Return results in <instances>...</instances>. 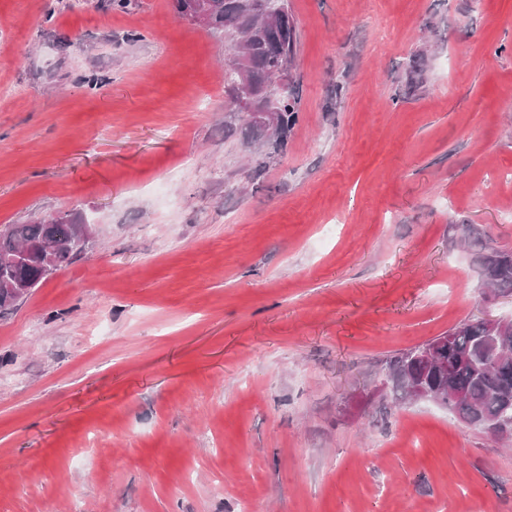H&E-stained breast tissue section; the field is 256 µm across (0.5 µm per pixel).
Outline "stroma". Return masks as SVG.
I'll return each mask as SVG.
<instances>
[{
    "instance_id": "stroma-1",
    "label": "stroma",
    "mask_w": 512,
    "mask_h": 512,
    "mask_svg": "<svg viewBox=\"0 0 512 512\" xmlns=\"http://www.w3.org/2000/svg\"><path fill=\"white\" fill-rule=\"evenodd\" d=\"M288 10L268 155L173 0H0V225L97 229L0 315V512H512V443L376 386L512 317V0ZM485 282L491 291L512 292V251L482 246ZM415 348L416 347L401 352L398 356H395L387 363L386 370H389L393 381L391 399L395 405H398L397 403H401L400 398L403 397L404 386L408 376L421 375L420 367L406 357V354L410 353Z\"/></svg>"
}]
</instances>
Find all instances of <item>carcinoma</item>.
<instances>
[{"label":"carcinoma","mask_w":512,"mask_h":512,"mask_svg":"<svg viewBox=\"0 0 512 512\" xmlns=\"http://www.w3.org/2000/svg\"><path fill=\"white\" fill-rule=\"evenodd\" d=\"M240 0H209L208 25L212 30H227L235 34L228 47L233 55L238 48L250 57L252 76L259 84L273 82L277 74H288L295 53V26L288 12L277 25L259 36L238 25L237 17L242 10ZM236 74L230 65H224V88L229 101L226 110L239 111ZM248 139L269 144L277 150L288 132L299 119L297 100L291 95L278 107L277 123L270 133L257 125L252 118L241 113ZM76 223L69 213L59 212L28 224H6L0 228V254L29 248L26 262L8 270V274L29 288L38 287L48 278L42 263L40 247L52 245L57 250L55 268L69 264L84 247L69 225ZM485 282L493 291L512 292V251L487 248L482 255ZM448 344L443 347L442 359L446 370H431L425 375L426 383L437 389L450 391L448 411L467 421L471 427L486 430L483 415L507 409L512 413V338L508 343V355L493 358L484 353L482 344L485 328L479 320H464L446 332ZM387 370L393 381L392 402H401L408 376L421 374L418 365L402 352L389 360Z\"/></svg>","instance_id":"carcinoma-1"}]
</instances>
